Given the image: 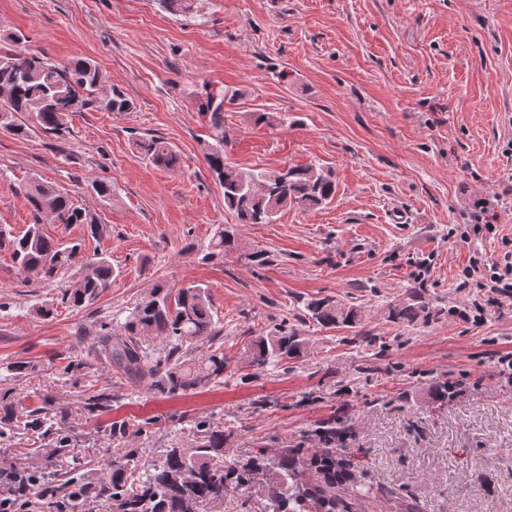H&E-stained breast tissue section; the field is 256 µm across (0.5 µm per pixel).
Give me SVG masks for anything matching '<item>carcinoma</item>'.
Segmentation results:
<instances>
[{
    "instance_id": "1",
    "label": "carcinoma",
    "mask_w": 512,
    "mask_h": 512,
    "mask_svg": "<svg viewBox=\"0 0 512 512\" xmlns=\"http://www.w3.org/2000/svg\"><path fill=\"white\" fill-rule=\"evenodd\" d=\"M195 0H161L172 14L193 13ZM213 83H203L198 111L209 118V140L202 144L209 171L224 189V204L239 224H272L290 208L320 209L336 194L331 172L313 165L276 170L242 172L226 161L228 133L224 128V101L236 96ZM133 103L116 88L106 89L98 63L77 59L62 64L32 51L28 37L20 32L6 35L0 46V129L24 138L30 128L17 122V115L34 116L39 128L60 140L72 135V116L77 112H129ZM135 146L158 167L180 165L177 151L162 138L138 139ZM25 193L32 206L34 222L14 236L0 228V247L12 250L19 272L50 284L72 267L80 275L62 287L58 302L82 310L112 284L115 270L107 256L86 259L81 247L48 237L42 218L55 224H86L91 234L99 232L98 219L76 204L71 195L35 178ZM217 252L236 247L235 234L219 227L213 235ZM435 313L421 294L410 291L388 304V318L410 327L427 321ZM298 319L320 328H357L362 311L331 298L303 302ZM222 330L210 289L202 285L173 290L157 285L129 309L118 326L104 323L92 338L95 355L113 363L127 377L149 380V390L164 398H177L224 383L227 361L224 348L210 347L193 356L189 347L201 338L213 342ZM306 340L283 324L251 340L245 352L247 366L256 372L288 368V361L303 355ZM10 390L0 393V424L14 430H36L46 422L47 405L23 408L10 399ZM113 395L103 390L83 396L81 406L89 413L106 412ZM346 421L329 417L319 421L293 445L269 453L259 448L248 455H231L224 431L200 430L204 443L191 452L167 450L164 461L144 472H135L121 458L106 460L103 486L111 490L113 512H199L207 501L224 497L231 487L256 501L257 512H349L347 502L336 495V487L352 474L343 444ZM318 447H307L310 439Z\"/></svg>"
}]
</instances>
